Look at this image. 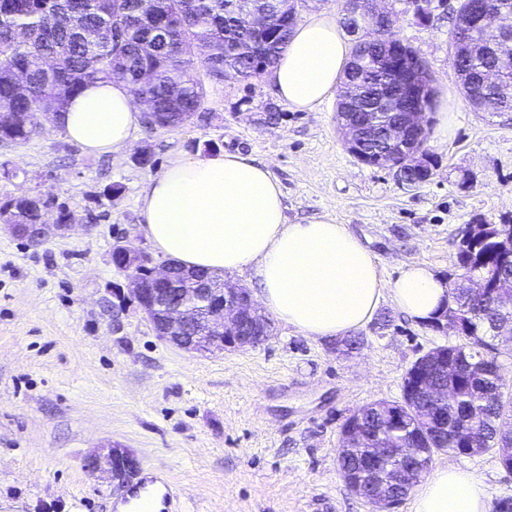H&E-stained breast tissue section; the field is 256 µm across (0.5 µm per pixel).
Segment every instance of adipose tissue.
Returning <instances> with one entry per match:
<instances>
[{"mask_svg":"<svg viewBox=\"0 0 512 512\" xmlns=\"http://www.w3.org/2000/svg\"><path fill=\"white\" fill-rule=\"evenodd\" d=\"M349 57L335 17L313 16L296 29L272 68L273 89L293 110H313L334 89ZM138 123L134 99L119 82L87 85L62 116L68 138L93 155L126 148ZM142 216L154 248L184 267L253 268L261 304L308 337H339L363 327L387 295L422 321L448 299L446 282L422 265L386 281L347 225L325 216L288 223L277 179L266 165L239 153L174 160L150 180ZM489 509L478 478L447 466L425 478L412 504V512Z\"/></svg>","mask_w":512,"mask_h":512,"instance_id":"1","label":"adipose tissue"}]
</instances>
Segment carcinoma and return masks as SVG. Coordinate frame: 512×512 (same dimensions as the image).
<instances>
[{
  "mask_svg": "<svg viewBox=\"0 0 512 512\" xmlns=\"http://www.w3.org/2000/svg\"><path fill=\"white\" fill-rule=\"evenodd\" d=\"M232 0H158L152 10L141 0H0V141L24 146L39 133L30 113L59 117L69 100L97 81L125 83L134 100L154 105L161 128L176 127L200 112L206 97L205 84L189 75L198 62L207 79L220 83L224 77L245 75L255 67V51L238 40L228 6ZM295 22H286L264 47L272 66L288 46ZM195 48L196 58L185 48ZM380 51L372 38L353 45L343 78L355 76L367 89L380 82L377 67ZM458 72L466 75L461 85L468 102L482 91L512 82L511 73L493 71L481 55L460 52ZM337 122L361 123L362 113L337 103ZM431 175V161L404 168V180L422 183ZM53 200L40 195L21 196L0 205V214L14 224H39ZM448 302L433 321L454 310L463 326L462 343L440 346L432 358L451 360L459 371L450 376L435 372L426 362L412 364L403 381L402 401H379L351 414L344 425L362 417L365 441L350 446L340 439L337 463L346 485L361 482L363 495L390 492L403 500L412 486L400 477L402 465L393 449L424 434L430 454L410 461L414 478L429 468L432 454L445 451L462 455L475 442L484 452L498 451L501 427L512 428V389L502 369L488 362L502 352L493 343L490 329L504 318L474 288L512 292V220L502 224L477 221L466 241L457 244L456 270L448 274ZM452 385L458 399L435 408L416 387L415 373ZM476 417L473 437L459 432L464 411ZM382 442L388 453L373 467L363 466Z\"/></svg>",
  "mask_w": 512,
  "mask_h": 512,
  "instance_id": "1",
  "label": "carcinoma"
}]
</instances>
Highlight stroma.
Here are the masks:
<instances>
[{"label": "stroma", "instance_id": "stroma-1", "mask_svg": "<svg viewBox=\"0 0 512 512\" xmlns=\"http://www.w3.org/2000/svg\"><path fill=\"white\" fill-rule=\"evenodd\" d=\"M455 2L444 0L425 27L403 14L402 0L380 4L398 12L399 36L434 78L432 174L415 186L347 151L336 96L298 112L264 74L207 83L198 118L138 127L115 153L87 154L49 116L27 145L0 141V202L53 196L72 222L66 236L37 244L0 231V512H124L123 490L85 466L114 444L134 450L141 467L169 473L180 488L172 512H373L338 471L341 427L360 407L400 400L415 360L459 336L387 296L349 355L277 319L257 346L187 352L160 340L128 297L112 245L153 252L143 191L172 160L239 152L270 167L288 223L327 216L347 225L386 280L407 264L447 276L466 224L512 216V117L475 111L461 93L449 56ZM90 214L98 218L91 233ZM432 465L471 471L491 506L512 500V471L498 453L438 452Z\"/></svg>", "mask_w": 512, "mask_h": 512}]
</instances>
